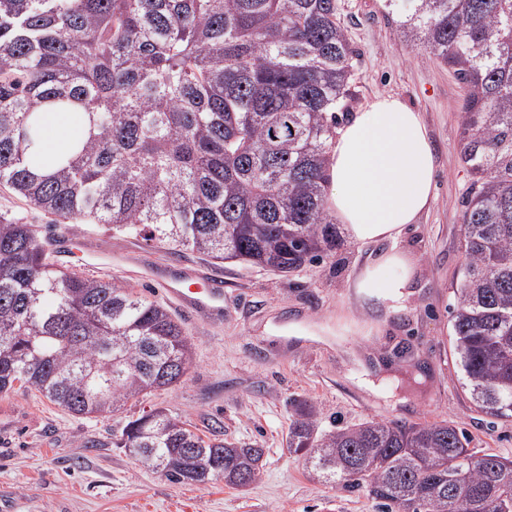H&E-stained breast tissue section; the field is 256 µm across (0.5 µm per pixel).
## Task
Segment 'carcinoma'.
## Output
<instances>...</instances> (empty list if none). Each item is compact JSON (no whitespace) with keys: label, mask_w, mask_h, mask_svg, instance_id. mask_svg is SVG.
I'll use <instances>...</instances> for the list:
<instances>
[{"label":"carcinoma","mask_w":512,"mask_h":512,"mask_svg":"<svg viewBox=\"0 0 512 512\" xmlns=\"http://www.w3.org/2000/svg\"><path fill=\"white\" fill-rule=\"evenodd\" d=\"M383 0L398 40L462 84L470 176L451 343L481 411L512 419V0ZM336 0H0V183L63 223L281 274L340 245L325 208L329 142L353 97ZM87 135L41 160V112ZM191 344L130 288L66 272L29 224L0 215V393L35 389L104 417L183 377ZM294 405L288 447L310 474L388 512H512V459L469 448L454 422L364 420L324 432ZM129 448L169 480L245 486L265 449L204 438L153 409Z\"/></svg>","instance_id":"cac0c4a2"}]
</instances>
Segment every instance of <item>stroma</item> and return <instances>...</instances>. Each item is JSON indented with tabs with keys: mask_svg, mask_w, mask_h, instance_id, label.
Listing matches in <instances>:
<instances>
[{
	"mask_svg": "<svg viewBox=\"0 0 512 512\" xmlns=\"http://www.w3.org/2000/svg\"><path fill=\"white\" fill-rule=\"evenodd\" d=\"M354 50L357 113L381 96L420 112L437 168L435 195L398 247L412 285L401 308L363 301L355 282L376 246L344 243L336 253L277 275L235 264H205L198 254L101 224H65L9 186L0 185V215L47 237L49 257L68 269L55 247L69 235L98 236L118 252L139 249L155 267L142 280L127 268L113 282L168 307L192 346L185 376L172 387L130 400L118 413L77 418L23 387L0 394V499L13 512H381L366 491L349 492L309 475L288 446L298 402L315 405L330 431L365 419L458 424L479 452L512 459V421L473 404L459 381L449 344L462 263L460 225L470 175L459 157L463 89L447 66L398 41L382 0H337ZM207 265L224 279V317L184 312L161 282L176 268ZM164 408L205 432L221 421L224 436L265 450L259 480L234 488L223 480L179 484L143 467L114 435L144 412Z\"/></svg>",
	"mask_w": 512,
	"mask_h": 512,
	"instance_id": "obj_1",
	"label": "stroma"
}]
</instances>
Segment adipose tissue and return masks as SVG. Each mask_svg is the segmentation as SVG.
<instances>
[{
  "label": "adipose tissue",
  "mask_w": 512,
  "mask_h": 512,
  "mask_svg": "<svg viewBox=\"0 0 512 512\" xmlns=\"http://www.w3.org/2000/svg\"><path fill=\"white\" fill-rule=\"evenodd\" d=\"M44 163L64 138H80L86 119L79 112L44 115ZM326 209L351 242L386 243L361 272L360 293L394 305L410 285L405 253L396 246L407 225L428 207L435 157L420 113L391 97H380L337 128L329 149Z\"/></svg>",
  "instance_id": "ef3b65f1"
}]
</instances>
